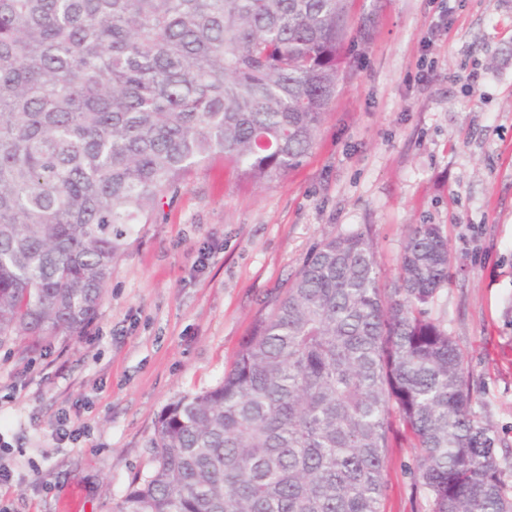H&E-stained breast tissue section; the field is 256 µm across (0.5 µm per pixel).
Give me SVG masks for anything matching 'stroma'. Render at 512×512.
Segmentation results:
<instances>
[{"mask_svg": "<svg viewBox=\"0 0 512 512\" xmlns=\"http://www.w3.org/2000/svg\"><path fill=\"white\" fill-rule=\"evenodd\" d=\"M351 16L365 24L301 166L262 187L219 155L194 168L113 265L85 336L0 348L10 512H115L154 465L161 412L220 384L309 252L366 225L387 284L411 225L447 238L431 315L512 458V0H353ZM416 454L396 434L385 512H429Z\"/></svg>", "mask_w": 512, "mask_h": 512, "instance_id": "35a3bbf8", "label": "stroma"}]
</instances>
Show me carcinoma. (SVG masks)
I'll list each match as a JSON object with an SVG mask.
<instances>
[{"label": "carcinoma", "instance_id": "cac0c4a2", "mask_svg": "<svg viewBox=\"0 0 512 512\" xmlns=\"http://www.w3.org/2000/svg\"><path fill=\"white\" fill-rule=\"evenodd\" d=\"M351 0H0V346L81 336L138 224L220 154L299 166L342 78ZM390 287L371 230L327 238L218 386L168 405L118 512H384L396 428L430 512H512L415 224Z\"/></svg>", "mask_w": 512, "mask_h": 512}]
</instances>
